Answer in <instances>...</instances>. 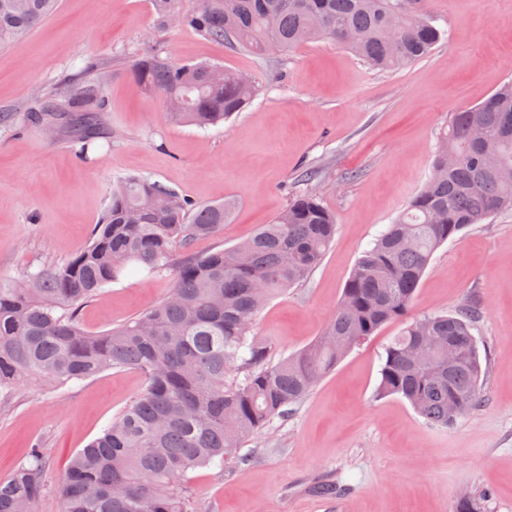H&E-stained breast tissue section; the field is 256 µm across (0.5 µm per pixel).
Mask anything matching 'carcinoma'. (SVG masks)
Returning a JSON list of instances; mask_svg holds the SVG:
<instances>
[{
    "label": "carcinoma",
    "mask_w": 512,
    "mask_h": 512,
    "mask_svg": "<svg viewBox=\"0 0 512 512\" xmlns=\"http://www.w3.org/2000/svg\"><path fill=\"white\" fill-rule=\"evenodd\" d=\"M405 0H212L202 12L182 0H152L163 22L235 44L254 55L329 38L381 70L426 57L444 31ZM59 0H0V47L27 36ZM213 64L140 56L130 73L161 96L176 124L206 128L242 111L255 88L240 73L209 75ZM102 81L67 84L40 112H0V126L51 123L81 157L100 122ZM234 204H199L147 177L113 181L87 245L66 260L0 281V395L31 379L64 385L112 369H133L141 393L72 458L60 485L63 512H194L188 473L234 465L240 448L285 417L353 349L386 324L401 329L384 346L376 394L399 396L432 425L449 427L481 404L482 363L471 333L480 309L409 317L433 254L465 228L512 210V82L450 115L437 137L431 174L405 211L353 267L336 309L310 344L268 363L254 332L268 301L305 281L336 234V216L313 193L296 195L247 239L206 253ZM168 272V294L151 310L101 334L79 321L82 304L134 268ZM455 362L448 364V348ZM47 461L30 447L0 480V512L31 505L45 490ZM456 512H484V498Z\"/></svg>",
    "instance_id": "carcinoma-1"
}]
</instances>
